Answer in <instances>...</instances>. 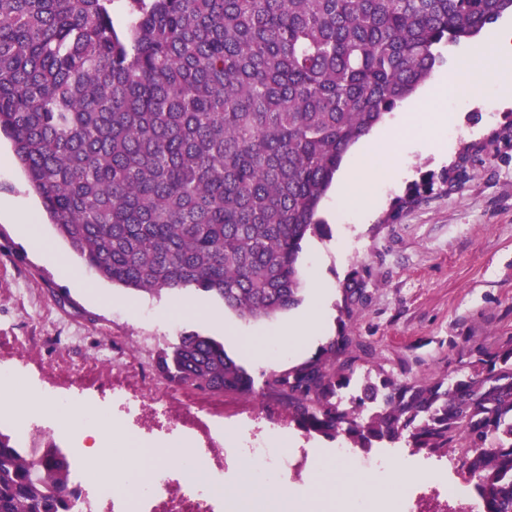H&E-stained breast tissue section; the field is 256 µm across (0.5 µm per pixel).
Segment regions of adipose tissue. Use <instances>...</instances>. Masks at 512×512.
<instances>
[{"label": "adipose tissue", "instance_id": "adipose-tissue-1", "mask_svg": "<svg viewBox=\"0 0 512 512\" xmlns=\"http://www.w3.org/2000/svg\"><path fill=\"white\" fill-rule=\"evenodd\" d=\"M471 57L474 67L466 74L448 72L424 94L411 99L408 111L413 115H428L431 129L448 126L444 112H429V102L447 94L459 82H466L470 94L481 93L493 78L512 69V29L499 31L490 43L474 45ZM399 123L368 136L357 147L351 161L336 177L335 193L342 204L362 214H370L377 202L375 186L396 164L399 153L395 147V132ZM313 297L308 310L288 323L278 326L271 336L247 337L243 340L245 352L260 362L273 361L275 355H296L303 344L315 343L324 335L327 314V288L318 280L312 281ZM416 473L401 474L399 465L384 460L368 467L365 474H357L344 460L317 452L313 480L306 495H298L285 487H275L269 496L252 499V506L265 512H311L313 502L326 501L328 505L356 497L359 512H399L402 496L408 483L417 481Z\"/></svg>", "mask_w": 512, "mask_h": 512}]
</instances>
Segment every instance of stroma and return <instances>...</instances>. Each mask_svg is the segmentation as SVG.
Here are the masks:
<instances>
[{
    "label": "stroma",
    "instance_id": "35a3bbf8",
    "mask_svg": "<svg viewBox=\"0 0 512 512\" xmlns=\"http://www.w3.org/2000/svg\"><path fill=\"white\" fill-rule=\"evenodd\" d=\"M424 126L403 131L404 175L383 188L373 218L360 224L336 210L326 194L318 217L321 234L302 244V277L317 275L332 286L328 337L350 336L365 350L358 375L384 371L411 383L434 382L466 371L469 353L495 350L512 337V81H489L481 101L458 114L457 128L443 132L448 155L437 160L422 145ZM464 165L460 182L440 183L443 172ZM437 176L431 194L395 222H386L395 198L415 182ZM35 206L44 235L78 269L75 286L57 266L0 219V364L23 374L26 395L60 392L77 410L108 409L121 388L155 396L163 392L177 414L198 412L223 427L252 423L271 447L333 451L334 440L309 436L288 415L286 401L264 385L265 367L244 357L237 336L267 333L310 302L301 288L299 305L273 318H248L216 297L187 289L148 294L112 285L84 268L58 235L30 190L10 141L0 137V201ZM364 280L365 299L343 319L344 287ZM220 317V324L166 310L186 299ZM223 341L224 349L255 380L249 393H201L159 381L158 355L184 334ZM370 459L395 458L402 468L429 473L418 491L445 502L448 460L412 448H374Z\"/></svg>",
    "mask_w": 512,
    "mask_h": 512
}]
</instances>
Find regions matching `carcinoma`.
<instances>
[{"mask_svg":"<svg viewBox=\"0 0 512 512\" xmlns=\"http://www.w3.org/2000/svg\"><path fill=\"white\" fill-rule=\"evenodd\" d=\"M0 0V134L57 232L102 278L194 289L243 317L299 303L302 242L342 157L411 97L444 51L512 0ZM361 280L345 289L344 314ZM341 333L265 385L303 432L462 461L483 512H512V337L471 371L412 384L380 372L345 396ZM156 374L203 393L254 378L186 334ZM36 460L0 431V512H71L81 490L58 446Z\"/></svg>","mask_w":512,"mask_h":512,"instance_id":"obj_1","label":"carcinoma"}]
</instances>
